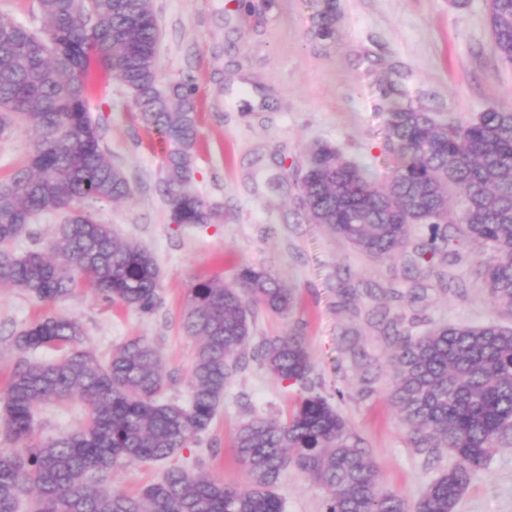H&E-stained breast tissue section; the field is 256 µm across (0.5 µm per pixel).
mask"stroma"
Instances as JSON below:
<instances>
[{
    "label": "stroma",
    "mask_w": 512,
    "mask_h": 512,
    "mask_svg": "<svg viewBox=\"0 0 512 512\" xmlns=\"http://www.w3.org/2000/svg\"><path fill=\"white\" fill-rule=\"evenodd\" d=\"M160 38V84L192 87L198 141L191 181L215 216L207 224H176L160 181L167 147L133 112L129 90L94 69L89 110L108 157L122 167L133 195L121 202L85 201L123 240L148 248L161 270V302L141 313L103 300L80 284L52 304L0 287V391L29 361L53 362L54 346L22 353L15 335L45 315L78 320L81 346L99 358L134 336L145 337L163 362L165 400L186 403L197 341L182 319L188 290L212 277L232 282L244 265L276 274L293 292L285 313L256 315L255 338L303 336L326 395L359 439L382 485L416 502L426 484L455 462L447 450L426 458L388 397L394 337L379 314L420 336L441 322L483 325L499 316L474 277L490 252L463 239L445 282L408 269L405 254L379 260L303 219L300 181L308 152L328 142L366 167L378 182L390 175L385 125L393 103L440 117L476 118L493 101L512 98V68L491 49L485 0H336L333 36L316 35L323 0H154ZM302 394L259 362L229 380L211 426L190 447L157 463L112 473L127 494L184 467L234 486L246 483L233 439L260 417L284 422ZM81 399L39 407L35 437L78 428ZM278 492L285 512H321L323 489L300 472H284ZM457 512H512V445L475 472Z\"/></svg>",
    "instance_id": "stroma-1"
}]
</instances>
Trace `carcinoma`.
<instances>
[{"label":"carcinoma","mask_w":512,"mask_h":512,"mask_svg":"<svg viewBox=\"0 0 512 512\" xmlns=\"http://www.w3.org/2000/svg\"><path fill=\"white\" fill-rule=\"evenodd\" d=\"M317 15L318 36L336 25L334 0ZM42 28L0 16V137L24 126L34 149L26 165L0 181V286L45 303L72 294L81 280L105 299L149 313L160 302V268L148 249L121 241L77 203L131 197L122 168L101 145L87 108V75L97 66L132 93L137 117L168 146L163 191L179 224H207L209 204L190 189L198 115L183 84L158 87L159 29L153 0H39ZM494 51L512 67V0H486ZM385 138L393 156L384 184L330 143L314 144L300 182L305 219L378 259L408 247L410 229L429 238L409 262L435 257L459 238L491 251L476 276L490 301L512 315V103L497 101L467 123L396 105ZM46 209L66 213L46 247L18 255L12 244L31 234ZM290 289L265 268L245 266L233 284L220 279L189 289L182 327L198 340L183 406L164 401L155 347L127 340L101 362L80 348L73 318L47 315L18 332L22 353L67 349L51 363L27 362L0 393V428L22 444L0 452V512H284L277 492L293 468L326 492L324 512H456L473 472L500 445L512 444V328L496 323H440L426 335H402L389 396L428 456L448 449L456 463L426 485L418 502L381 484L377 470L336 407L314 390L303 337H266L252 345L257 308L288 311ZM252 358L281 380L302 386L289 420L254 417L239 426L234 448L244 488L188 469L127 495L112 473L134 462L162 461L214 420L231 377ZM79 397L82 425L66 436L32 441L37 408Z\"/></svg>","instance_id":"carcinoma-1"}]
</instances>
